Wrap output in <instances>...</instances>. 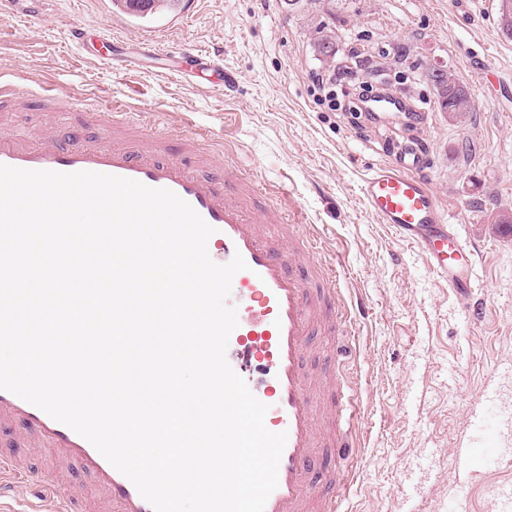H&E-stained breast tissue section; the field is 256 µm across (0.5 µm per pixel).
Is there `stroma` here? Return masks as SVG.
Segmentation results:
<instances>
[{
	"label": "stroma",
	"instance_id": "35a3bbf8",
	"mask_svg": "<svg viewBox=\"0 0 512 512\" xmlns=\"http://www.w3.org/2000/svg\"><path fill=\"white\" fill-rule=\"evenodd\" d=\"M500 0H468L458 19L452 0H197L178 29L158 35L162 50L189 43L222 49L224 81L184 82L152 62L114 72L82 53L72 29L111 23L131 38L136 23L107 0H0V71L33 76L63 97L93 105L118 101L150 117L145 130L173 128L211 136L218 159L244 164L262 186L299 210L322 234L327 254L343 253L347 304L364 301L353 357L359 377L353 433L361 470L344 512H448L458 489L466 512H499L496 491L512 487V435L493 442L498 462L462 473L459 444L469 418L487 402L512 414V38L498 26ZM329 39L339 60L384 63L409 101L431 109L420 129L433 154L431 176L456 230L481 250L474 300L456 296L427 269L419 251L366 210L359 183L381 161L385 134L408 130L362 112L318 104L312 74H328L318 46ZM440 68L469 91L466 123L436 111L432 82L414 71ZM500 80L482 91L478 72ZM481 304L483 318L471 309Z\"/></svg>",
	"mask_w": 512,
	"mask_h": 512
}]
</instances>
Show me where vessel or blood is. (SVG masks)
Returning <instances> with one entry per match:
<instances>
[{"instance_id": "vessel-or-blood-1", "label": "vessel or blood", "mask_w": 512, "mask_h": 512, "mask_svg": "<svg viewBox=\"0 0 512 512\" xmlns=\"http://www.w3.org/2000/svg\"><path fill=\"white\" fill-rule=\"evenodd\" d=\"M87 55L124 69L114 59L111 26L96 39L84 29L71 33ZM222 50L203 52L186 45L176 52L170 76L195 80L206 71L222 72ZM56 103L50 90L0 83V111L30 102ZM106 137L89 131L98 116L81 113L78 122L49 131L44 142L0 133V164L57 172L91 171L125 177L152 188L173 191L211 227L208 249L223 245L225 259L242 254L248 270L232 280L228 305L237 309L238 326L227 347V360L262 403L266 425L286 432L287 443L278 471V486L265 512H338L342 492L353 471L347 431L355 416V393L343 368L351 353L357 321L366 305L345 307L338 295L346 270L341 259L314 261L318 237L308 225L287 223L279 208L261 203L259 188L239 163L217 166L214 155L196 135L177 138L143 132L136 113L125 105H109ZM431 151L419 138L388 149L384 163L371 167L360 182L361 198L377 223L385 225L424 257L429 271L467 298L475 293L473 269L479 260L474 245L458 238L454 218L438 201L429 171ZM336 339L318 370L308 360L312 338ZM21 422L37 447L56 449L93 478V490L112 512H153L134 484L113 467L85 438L15 394L0 390V424ZM507 422L485 410L477 422V441L460 448V469L476 465L477 446L507 429ZM20 452L0 454V494L27 474ZM42 506L36 512H84V494L68 491L53 475L41 480Z\"/></svg>"}]
</instances>
